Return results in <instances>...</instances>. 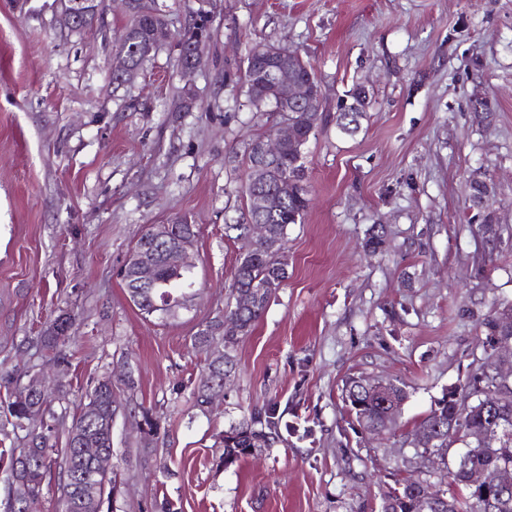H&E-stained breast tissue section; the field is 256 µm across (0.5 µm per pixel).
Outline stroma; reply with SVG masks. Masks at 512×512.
I'll return each instance as SVG.
<instances>
[{"label": "stroma", "mask_w": 512, "mask_h": 512, "mask_svg": "<svg viewBox=\"0 0 512 512\" xmlns=\"http://www.w3.org/2000/svg\"><path fill=\"white\" fill-rule=\"evenodd\" d=\"M96 2L93 25L71 32L61 0H0V367L38 371V336L75 315L47 388L71 416L90 380L115 377L112 512H380L404 479L466 496L410 443L485 362L481 319L512 304V0H147L170 35L119 83L130 18L120 0ZM201 22L188 69L180 38ZM260 41L310 60L327 120L305 149L313 201L288 227V278L204 413L208 355L191 338L232 300L241 244L224 226L245 206V142L263 132L244 79ZM359 86L366 116L347 135L336 117ZM481 98L491 122L474 114ZM474 173L492 186L481 207L465 192ZM177 219L198 228L191 300L147 317L118 271L149 225ZM351 377L405 389L390 429L357 425ZM262 406L292 432L225 465V431Z\"/></svg>", "instance_id": "35a3bbf8"}]
</instances>
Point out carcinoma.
<instances>
[{"mask_svg": "<svg viewBox=\"0 0 512 512\" xmlns=\"http://www.w3.org/2000/svg\"><path fill=\"white\" fill-rule=\"evenodd\" d=\"M131 17L130 27L116 46L115 60H124L130 66L138 68L157 48L155 38V21L158 19L152 8L142 4L139 9H127ZM283 60H270L262 64L247 61L245 80L248 100L263 106L275 99L274 87L264 80L267 72L278 68ZM293 75L303 81L315 80L313 66L310 62L296 57ZM352 104L347 111L337 117V125L344 133L351 134L359 127L364 116L367 92L363 87L351 93ZM288 119L296 133V141L286 143L282 154L268 169L267 179L261 185L245 183V197L251 199L255 190H269L277 186L282 179L303 182L306 178L304 165V148L311 137L316 135L325 117L310 112L304 107L288 109V113H279L278 120ZM310 204L308 191L299 189L288 194L276 209L265 213L255 212L251 204H246V212L234 224L224 225L226 236L240 237L249 221H262L269 226V240L250 255H241L237 259L233 272V298L242 293L252 295V307L242 314H237V305L225 310L227 319L236 321L231 328L224 323V318L207 322L193 336L192 346L209 350L216 341L224 347V359L220 362L208 361L202 372L196 390V405L205 410L210 404L212 385L224 380L234 366L232 352L240 339L252 333L256 321L266 309L269 299L279 288L280 281L288 278V270L280 260L279 252L285 249L288 226L302 221ZM191 268L181 269L159 265L154 270V284L150 287L139 282L138 271L128 267L122 272V281L130 300L144 314H158L163 318L173 317L177 311L186 307L187 294H174L178 282L188 280ZM481 326L485 328L486 339L494 340L498 336H511L512 332L501 328L494 315L482 318ZM73 319L65 313L59 315L51 326L39 337L40 347L48 354V361L61 364L68 360L66 348L71 340ZM489 363L480 367L473 382L461 387L462 394L455 401L441 398L436 408L425 417L416 428L420 447L415 455L421 456L443 444L433 441L440 431L448 430V422L453 421L461 428L475 434L484 435L487 441L476 445L468 454L467 465L473 470H482L493 475L503 464H512V435L505 430H512V384H495L489 376ZM113 382L112 376L106 375L96 380L87 402L75 414L71 423H66L65 416H57L52 410L53 399L50 394H28L24 397L14 395L10 403L9 414L13 418L11 425L15 429L24 428L29 421L28 414L34 410L44 411L53 417L55 423L62 426L65 444L61 448L49 445V435L44 431L31 432L28 448H12L8 452L9 483H17L24 489L26 499L18 503L14 512H30L32 505L41 497L44 485L56 478L59 481L61 496L79 498L87 494L98 483L96 472L89 461L75 458L73 436L76 425H81L105 448H111L112 435L110 421L112 410ZM344 401L355 414L359 425L368 430L377 427L390 428L395 422L397 412L389 411L371 394V385L363 380L350 379L343 390ZM490 399L494 411L484 410L481 401ZM261 429L256 430L254 426ZM278 423L267 418L266 411L256 408L250 415V422H242L230 427L224 433V460L228 465L250 454V449L260 447L276 437ZM381 512H512V491L508 493L501 506L492 509L489 503L474 492H468L461 500L448 496V491L428 481L405 480L398 483L384 496Z\"/></svg>", "mask_w": 512, "mask_h": 512, "instance_id": "1", "label": "carcinoma"}]
</instances>
